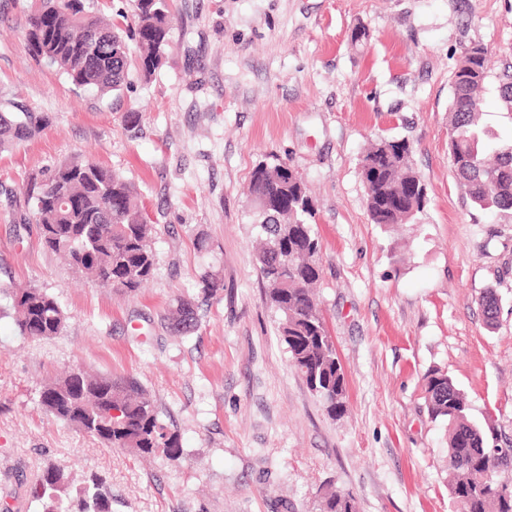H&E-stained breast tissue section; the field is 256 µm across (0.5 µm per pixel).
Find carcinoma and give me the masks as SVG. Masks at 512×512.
I'll use <instances>...</instances> for the list:
<instances>
[{
	"label": "carcinoma",
	"instance_id": "1",
	"mask_svg": "<svg viewBox=\"0 0 512 512\" xmlns=\"http://www.w3.org/2000/svg\"><path fill=\"white\" fill-rule=\"evenodd\" d=\"M91 0H35L28 18L31 55L61 71L76 87H95L117 95L130 86V67L145 75L159 67L170 42L174 14L170 0H131L122 21L105 23L92 14ZM487 49L474 44L452 76L448 153L471 203L482 210L512 211V143L490 144L482 124L484 93L496 84L500 102L512 111V66L493 76ZM50 118L14 105L0 109V147L19 144L48 126ZM366 172L367 211L371 223L407 224L421 212L425 188L405 139L382 138L361 161ZM252 223L259 226L256 263L268 286L267 297L280 313L278 332L290 361L329 416L346 411L347 380L312 286L319 280L320 242L311 201L294 171L280 160L260 162L251 172ZM11 206L20 221H35L43 243L64 253L71 267L97 284L134 292L156 269L151 242L155 225L147 222L137 193L119 174L92 161H73L33 178ZM202 293L224 290L210 271L200 275ZM21 335L47 339L59 335L66 316L58 300L35 285L11 295ZM489 322L500 311L489 289L482 298ZM196 323L190 302L181 300L169 318L176 333ZM427 411L448 427L451 477L449 493L460 512H512V447L487 446L481 429L467 416V406L453 380L440 371L425 376ZM39 404L59 420L83 429L109 448H129L143 455L177 461L180 436L160 419L159 411L134 378L112 379L72 371L46 385ZM116 415H110V412ZM30 495L42 512H112V494L93 478L76 484L59 467L48 468ZM319 512H355L351 496L329 491Z\"/></svg>",
	"mask_w": 512,
	"mask_h": 512
}]
</instances>
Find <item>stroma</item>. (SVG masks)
I'll use <instances>...</instances> for the list:
<instances>
[{
	"label": "stroma",
	"instance_id": "35a3bbf8",
	"mask_svg": "<svg viewBox=\"0 0 512 512\" xmlns=\"http://www.w3.org/2000/svg\"><path fill=\"white\" fill-rule=\"evenodd\" d=\"M32 6L0 0V102L51 118L0 148V287L45 288L67 319L42 340L0 319V503L35 512L31 487L60 466L102 479L112 512H318L330 488L357 512H458L425 376L451 377L488 445L512 446V216L474 207L459 184L451 77L473 44L491 73L512 65V0H172L163 63L118 96L30 56ZM381 137L413 147L426 188L414 223L369 220L360 159ZM76 158L121 174L156 227V270L134 294L75 273L12 213L8 193ZM276 158L314 207L316 294L348 388L336 419L292 366L255 263L250 175ZM201 232L211 250L196 249ZM206 270L224 281L218 298L201 293ZM182 299L198 323L177 335ZM79 367L136 378L182 458L106 448L46 413L40 390Z\"/></svg>",
	"mask_w": 512,
	"mask_h": 512
}]
</instances>
